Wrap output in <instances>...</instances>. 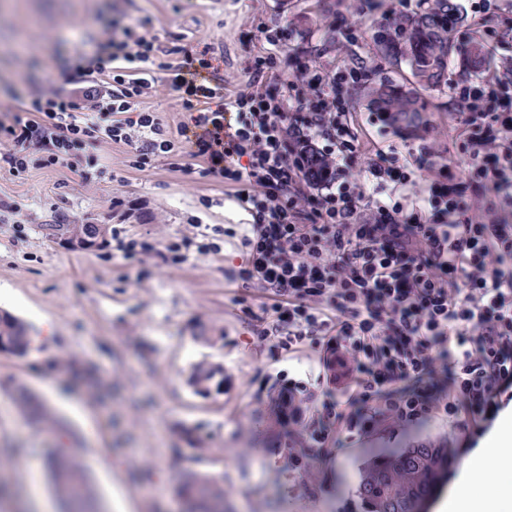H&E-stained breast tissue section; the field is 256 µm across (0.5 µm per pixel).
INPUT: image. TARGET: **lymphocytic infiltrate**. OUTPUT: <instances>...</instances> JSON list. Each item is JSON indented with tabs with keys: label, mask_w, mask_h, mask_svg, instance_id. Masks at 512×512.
<instances>
[{
	"label": "lymphocytic infiltrate",
	"mask_w": 512,
	"mask_h": 512,
	"mask_svg": "<svg viewBox=\"0 0 512 512\" xmlns=\"http://www.w3.org/2000/svg\"><path fill=\"white\" fill-rule=\"evenodd\" d=\"M158 51L141 26L109 22L105 42L75 58L69 92L31 97L0 120V166L19 178L81 157L90 182L104 144L131 147L139 170L180 153L181 141L140 107L166 72L194 113V157L252 218L237 277L273 300L260 339L291 349L311 340L326 354L335 396L315 400L292 377L272 386L278 424L300 429L291 465L304 466L334 431L360 438L438 413L463 433L462 447H478L512 409V219L486 201L512 199V81L452 85L467 173L379 149L365 171L388 197L370 201L344 176L358 161L350 90L363 66L329 72L298 58L292 80L271 79L269 50L246 88L228 93L206 59L175 65ZM216 98L223 108L211 109ZM423 169L425 193L403 203Z\"/></svg>",
	"instance_id": "lymphocytic-infiltrate-1"
}]
</instances>
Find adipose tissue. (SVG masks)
Listing matches in <instances>:
<instances>
[{
    "label": "adipose tissue",
    "mask_w": 512,
    "mask_h": 512,
    "mask_svg": "<svg viewBox=\"0 0 512 512\" xmlns=\"http://www.w3.org/2000/svg\"><path fill=\"white\" fill-rule=\"evenodd\" d=\"M447 512H512V428L498 430L469 459Z\"/></svg>",
    "instance_id": "adipose-tissue-1"
}]
</instances>
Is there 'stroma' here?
<instances>
[{
	"label": "stroma",
	"instance_id": "1",
	"mask_svg": "<svg viewBox=\"0 0 512 512\" xmlns=\"http://www.w3.org/2000/svg\"><path fill=\"white\" fill-rule=\"evenodd\" d=\"M375 0H0V120L21 100L68 90L72 59L90 40L106 37L109 20L151 18L147 37L178 63L206 56L227 89L244 87L264 51L263 31L282 27L274 75L291 76L302 53L327 69L363 64L368 75L351 91V120L361 156L428 153L434 165L466 171L455 141L462 123L450 88L425 91L426 126L400 134L368 107L367 87L388 77L412 89L406 65L379 52L372 22ZM486 41L495 49L489 75L512 79V0H491ZM143 109L171 132L191 123L180 95L159 82ZM105 170L86 183L66 168L33 169L16 178L0 169V313L25 321L31 335L52 324V339L23 357L0 352V512H63L48 459L58 433L69 435L96 492L98 512H180L176 480L193 469L224 478V512H361L357 488L372 448L453 443L448 473L428 505L438 512L461 479L469 453L442 415L410 429L343 438L311 452L305 469L288 465L286 430L276 426L266 378L291 374L325 390L323 352L305 342L295 353L266 327L264 297L237 277L247 259L243 226L250 217L219 176L191 154L156 157L145 170L130 164L125 145L99 150ZM25 227L14 240L15 224ZM48 224H105L124 238L152 244L125 253L117 241L92 251L49 238ZM178 244L184 259L164 261ZM224 368L220 392L196 394L193 364ZM26 389L52 416L36 424L22 415ZM191 429L185 438L183 429Z\"/></svg>",
	"mask_w": 512,
	"mask_h": 512
}]
</instances>
